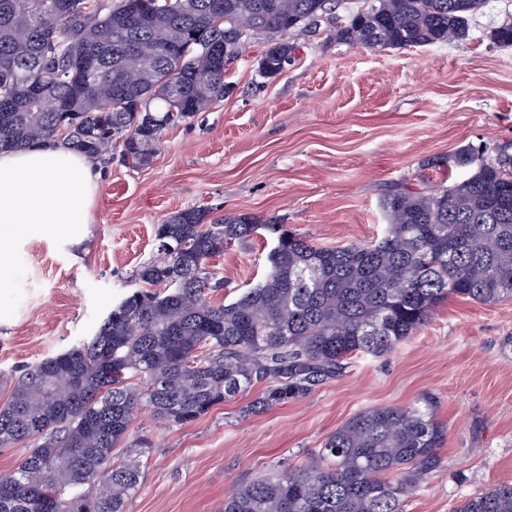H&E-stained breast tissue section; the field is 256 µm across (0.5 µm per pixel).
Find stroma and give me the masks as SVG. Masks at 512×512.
I'll return each mask as SVG.
<instances>
[{
  "label": "stroma",
  "instance_id": "stroma-1",
  "mask_svg": "<svg viewBox=\"0 0 512 512\" xmlns=\"http://www.w3.org/2000/svg\"><path fill=\"white\" fill-rule=\"evenodd\" d=\"M510 23L512 0H488L465 38L384 50L336 40L324 23L272 79L258 72L266 40L252 39L226 67L223 100L164 130L148 165L127 164L117 146L109 162L94 163L99 186L82 250L46 234L16 244L13 281L0 288V376L92 336L139 288L155 227L177 211L273 218L320 246L367 243L385 228L387 185L462 180L469 169L429 161L464 148L494 162L512 142V46L496 38ZM270 247L258 236L211 258L224 282L211 300L232 301L259 282ZM266 388L255 384L185 425L141 411L130 437L152 446L126 512H222L233 490L269 466L306 463L360 411L426 393L448 433L439 468L404 512H452L481 488L512 483V299L446 300L394 351L353 357L306 396L244 416Z\"/></svg>",
  "mask_w": 512,
  "mask_h": 512
}]
</instances>
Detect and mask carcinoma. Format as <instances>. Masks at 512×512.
<instances>
[{"instance_id": "cac0c4a2", "label": "carcinoma", "mask_w": 512, "mask_h": 512, "mask_svg": "<svg viewBox=\"0 0 512 512\" xmlns=\"http://www.w3.org/2000/svg\"><path fill=\"white\" fill-rule=\"evenodd\" d=\"M339 0H0V151L55 142L105 160L150 162L160 135L224 98L225 66L266 36L274 77L295 37L334 24L373 49L466 36L488 0H369L340 21ZM51 100L44 109L38 98ZM464 149L450 162L476 163ZM478 164V163H476ZM381 238L311 244L287 225L181 211L156 226L142 287L112 306L94 336L26 366L0 403V447L24 445L0 476V512H126L138 465L117 463L135 415L178 425L269 383L245 411L263 413L414 336L451 297L512 298V143L467 178L382 195ZM257 234L273 246L263 280L229 303L209 259ZM430 395L375 406L330 435L311 462L274 469L224 499V512H403L438 467L447 428ZM454 512H512V483L479 490Z\"/></svg>"}]
</instances>
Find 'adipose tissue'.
Instances as JSON below:
<instances>
[{
	"label": "adipose tissue",
	"mask_w": 512,
	"mask_h": 512,
	"mask_svg": "<svg viewBox=\"0 0 512 512\" xmlns=\"http://www.w3.org/2000/svg\"><path fill=\"white\" fill-rule=\"evenodd\" d=\"M97 188L94 170L63 144L0 152V288L11 283L15 244L31 233L83 244Z\"/></svg>",
	"instance_id": "adipose-tissue-1"
}]
</instances>
